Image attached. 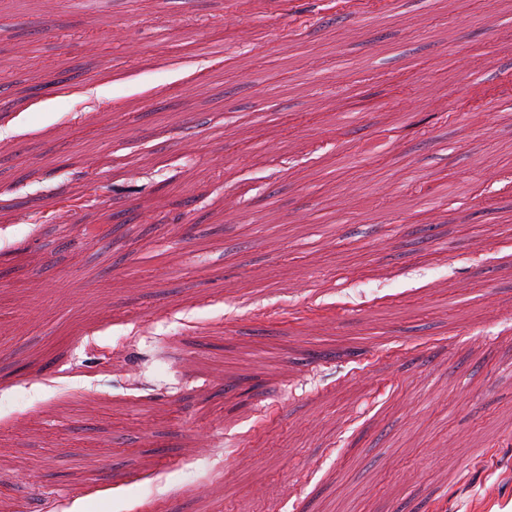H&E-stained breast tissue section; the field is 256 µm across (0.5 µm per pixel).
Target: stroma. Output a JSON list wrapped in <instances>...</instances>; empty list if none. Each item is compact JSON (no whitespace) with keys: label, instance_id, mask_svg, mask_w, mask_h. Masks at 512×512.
I'll use <instances>...</instances> for the list:
<instances>
[{"label":"stroma","instance_id":"obj_1","mask_svg":"<svg viewBox=\"0 0 512 512\" xmlns=\"http://www.w3.org/2000/svg\"><path fill=\"white\" fill-rule=\"evenodd\" d=\"M317 2L0 0V512H512V0ZM181 41L191 47L196 53L205 56H221L224 54V43L215 39H208L200 33L198 27L183 28L179 32ZM112 191L110 185L90 180L89 182V193L82 195L76 199H64L59 210L66 209L64 211H75L77 209H83L86 207H92L96 205L101 198L107 197ZM464 189V185L460 182H448V181H440L430 188V192L418 200L419 206L422 209H432L434 204L448 196V195H456L461 193Z\"/></svg>","mask_w":512,"mask_h":512}]
</instances>
